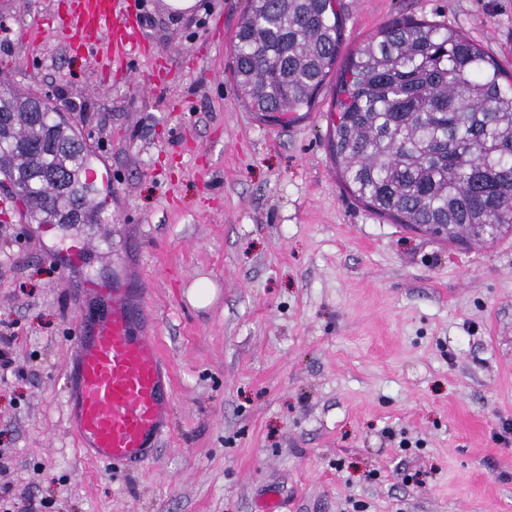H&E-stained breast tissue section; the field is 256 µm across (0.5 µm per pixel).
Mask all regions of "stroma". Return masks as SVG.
<instances>
[{
	"instance_id": "obj_1",
	"label": "stroma",
	"mask_w": 512,
	"mask_h": 512,
	"mask_svg": "<svg viewBox=\"0 0 512 512\" xmlns=\"http://www.w3.org/2000/svg\"><path fill=\"white\" fill-rule=\"evenodd\" d=\"M56 2L0 0V83L50 97L95 148L110 221L0 217V323L25 370L0 381V487L41 512H258L271 489L278 512H512V233L459 245L355 200L334 82L296 123L254 112L232 74L248 0L178 17L133 0L142 43L109 77L108 29L89 52L36 33ZM340 3L341 57L412 18L512 72V0ZM91 280L143 289L174 377L137 472L88 458L65 415Z\"/></svg>"
}]
</instances>
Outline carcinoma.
<instances>
[{
	"instance_id": "obj_1",
	"label": "carcinoma",
	"mask_w": 512,
	"mask_h": 512,
	"mask_svg": "<svg viewBox=\"0 0 512 512\" xmlns=\"http://www.w3.org/2000/svg\"><path fill=\"white\" fill-rule=\"evenodd\" d=\"M343 40L334 0H248L233 73L255 112L309 109ZM330 146L353 197L398 224L512 229V76L460 32L406 20L351 54L336 81ZM49 100L0 86V183L33 224L106 221L88 149Z\"/></svg>"
}]
</instances>
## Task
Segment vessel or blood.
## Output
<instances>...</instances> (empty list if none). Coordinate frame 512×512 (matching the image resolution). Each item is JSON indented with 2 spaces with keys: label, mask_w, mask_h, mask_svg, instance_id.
Returning <instances> with one entry per match:
<instances>
[{
  "label": "vessel or blood",
  "mask_w": 512,
  "mask_h": 512,
  "mask_svg": "<svg viewBox=\"0 0 512 512\" xmlns=\"http://www.w3.org/2000/svg\"><path fill=\"white\" fill-rule=\"evenodd\" d=\"M124 0H69L53 18L75 43L110 26L112 56L121 58L133 42L123 23ZM91 296H106L93 317L83 318L74 337L76 358L68 372L66 407L73 412L79 446L107 467L133 468L151 459L171 418L170 370L158 343L143 335L144 312L122 288L87 284Z\"/></svg>",
  "instance_id": "vessel-or-blood-1"
}]
</instances>
